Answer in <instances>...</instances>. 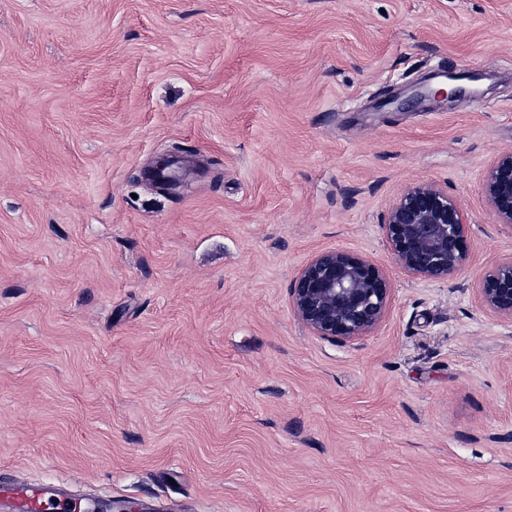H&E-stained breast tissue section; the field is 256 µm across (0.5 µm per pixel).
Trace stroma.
<instances>
[{
  "label": "stroma",
  "mask_w": 512,
  "mask_h": 512,
  "mask_svg": "<svg viewBox=\"0 0 512 512\" xmlns=\"http://www.w3.org/2000/svg\"><path fill=\"white\" fill-rule=\"evenodd\" d=\"M480 94L381 100L442 71ZM512 151V0H0V482L133 512H512V254L481 185ZM175 157L180 186L144 172ZM435 182L464 271L382 228ZM340 248L394 291L312 335L297 270ZM471 226L461 203L447 191L416 184L391 205L383 229L399 268L415 278L441 280L465 267ZM479 292L489 311L512 320V256L496 263L486 273Z\"/></svg>",
  "instance_id": "stroma-1"
}]
</instances>
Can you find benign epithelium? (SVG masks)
I'll return each mask as SVG.
<instances>
[{
  "instance_id": "obj_1",
  "label": "benign epithelium",
  "mask_w": 512,
  "mask_h": 512,
  "mask_svg": "<svg viewBox=\"0 0 512 512\" xmlns=\"http://www.w3.org/2000/svg\"><path fill=\"white\" fill-rule=\"evenodd\" d=\"M448 86L434 91L420 86L398 107L425 99L451 101L465 89L462 80L480 76L450 72ZM171 156L147 169V179L165 187L181 183ZM481 192L497 223L512 229V151L491 162ZM396 265L408 275L446 279L466 264L471 224L461 203L434 184L408 187L388 210L383 224ZM480 296L491 312L512 320V256L496 263L483 277ZM392 297L387 272L367 258L342 249L322 250L297 273L291 288L294 314L312 334L323 338L355 339L384 320Z\"/></svg>"
}]
</instances>
